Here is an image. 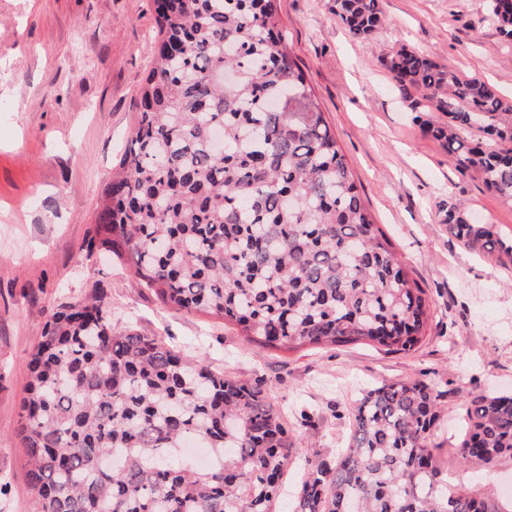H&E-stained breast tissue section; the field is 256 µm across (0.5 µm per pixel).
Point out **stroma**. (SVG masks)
<instances>
[{
	"label": "stroma",
	"instance_id": "stroma-1",
	"mask_svg": "<svg viewBox=\"0 0 512 512\" xmlns=\"http://www.w3.org/2000/svg\"><path fill=\"white\" fill-rule=\"evenodd\" d=\"M388 19L353 38L332 0H280L303 66L394 251L431 302L409 354L367 344L284 351L249 344L232 324L163 305L127 258L94 241L105 185L134 123L157 26L152 0H0V496L31 512L17 436L27 362L61 306L101 296L112 323L156 336L226 377L259 385L293 431V488L306 458L332 463L360 390L402 380L448 394L454 423L474 393H512V259L463 247L443 224L449 200L512 236V205L456 167L394 90L379 57L407 45L448 72L512 100V45L485 0H382Z\"/></svg>",
	"mask_w": 512,
	"mask_h": 512
}]
</instances>
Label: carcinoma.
Wrapping results in <instances>:
<instances>
[{"label":"carcinoma","mask_w":512,"mask_h":512,"mask_svg":"<svg viewBox=\"0 0 512 512\" xmlns=\"http://www.w3.org/2000/svg\"><path fill=\"white\" fill-rule=\"evenodd\" d=\"M279 0H154L157 42L131 137L104 189L95 239L127 256L166 306L215 316L262 348L365 343L407 353L431 304L374 224L288 46ZM512 42V0H486ZM357 39L379 0H334ZM459 169L512 203V102L405 46L380 57ZM464 246L512 258V239L448 201ZM18 436L34 512H275L293 448L263 390L112 326L102 297L64 305L28 360ZM448 392L420 380L365 390L334 466L305 460L291 512H512L448 487L433 438ZM194 439L213 462L181 454ZM458 461L512 459V394L462 404Z\"/></svg>","instance_id":"obj_1"}]
</instances>
